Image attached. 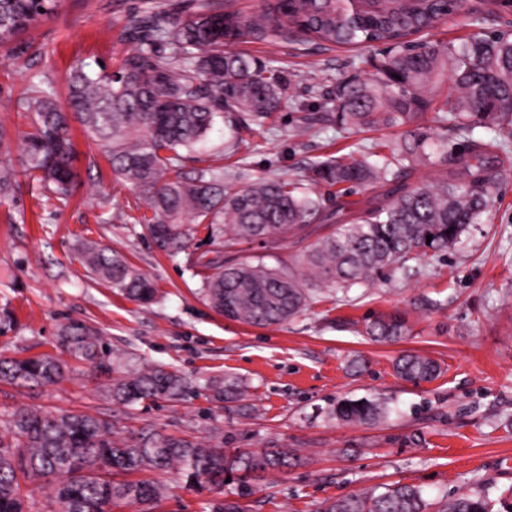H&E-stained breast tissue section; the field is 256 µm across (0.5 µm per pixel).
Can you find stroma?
<instances>
[{"label": "stroma", "mask_w": 512, "mask_h": 512, "mask_svg": "<svg viewBox=\"0 0 512 512\" xmlns=\"http://www.w3.org/2000/svg\"><path fill=\"white\" fill-rule=\"evenodd\" d=\"M142 0H58L36 27L0 47V126L9 135L27 129L30 117L17 101L44 80L59 98L77 68L116 69L131 46L121 28ZM512 30V14L487 4L485 20L472 25L467 11L449 16L430 40L467 38ZM235 51L260 58L288 77V95L273 123L251 127L256 148L234 152L230 127L217 125L203 144L220 156L232 188L260 177L299 178L327 155L363 150L375 139L400 137L397 128L357 131L337 124L329 98L337 82L373 77L368 50L331 48L315 41L270 43L247 39ZM310 132H302L305 119ZM78 178L68 206H57L38 182L21 179L0 199V306L15 315L0 334V358L55 350L61 324L97 329L104 345L142 364L179 369L198 394L178 403H145L127 409L102 398L99 377L75 364L71 380L20 389L0 384V417L20 403L50 410L104 413L117 429L157 428L206 437L213 428L235 447L282 446L304 465L270 473L247 499L251 512H316L319 504L371 486L396 482L422 489L426 499L490 488L499 512L512 506V147L480 223L469 225L446 253L408 273L393 266L381 278L349 291L315 290L309 307L280 326L256 327L225 319L199 295L192 256L221 250L224 237L193 227L188 252L168 257L150 239L141 218L146 205L116 180L99 143L73 127ZM335 221L313 222L288 239L263 248L268 265H286L329 234L349 212L385 205L381 187L347 195ZM124 255L157 289L139 304L94 280L78 259L82 240ZM397 311L410 332L394 344L356 331L365 317ZM411 351L435 359L436 380L418 386L398 378L393 361ZM224 373L247 383V410L219 408L206 397V379ZM376 398L387 412L373 425L331 419L333 401ZM168 497L160 512H210L215 495L184 487L179 475L159 474Z\"/></svg>", "instance_id": "1"}]
</instances>
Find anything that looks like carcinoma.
<instances>
[{"label":"carcinoma","instance_id":"carcinoma-1","mask_svg":"<svg viewBox=\"0 0 512 512\" xmlns=\"http://www.w3.org/2000/svg\"><path fill=\"white\" fill-rule=\"evenodd\" d=\"M55 0H0V44L48 16ZM465 0H270L250 16L224 8V0H200L187 14L174 15L156 0L120 32L133 43L114 71L75 70L66 104L55 87L19 99L33 114L31 129L19 133L23 172L67 203L75 177L71 121L77 120L108 155L113 175L143 196L151 211L146 229L156 247L174 257L191 238L186 222L205 224L210 235L226 227L231 244L285 240L324 211L314 187L393 186L390 201L336 225L301 259L320 288L349 290L375 279L395 264L435 257L470 224L480 223L493 202L495 170L491 146L469 142L451 155L444 137L414 123L434 113L446 132L470 134L478 124L512 128V39L504 34L453 41L415 42L411 37L446 22ZM294 32L331 46H359L385 52L374 62L376 77L336 84V122L357 130L401 128L399 141L378 143L360 156H333L315 163L306 180L260 178L240 189L223 184L222 168L201 151L217 121L239 132L262 127L288 92L283 71L267 62L228 51L249 35L286 39ZM166 47L169 53L160 48ZM385 149L382 165L370 161ZM197 155L205 166L192 176L183 159ZM445 174L413 188L398 186L400 173L416 165ZM20 186L17 173L0 157V196ZM432 239H426V236ZM81 259L89 273L127 299L154 300V282L123 255L95 243ZM201 278V294L224 318L251 326L284 324L310 301L307 278L291 267H270L263 257H226L216 251L191 261ZM362 332L376 342H395L408 333L399 314L363 321ZM61 355L0 359V383L19 388L51 386L70 377L68 359L107 379L104 396L132 408L145 402H178L194 392L180 371L165 365L141 366L105 348L98 331L79 322L61 326ZM396 375L419 385L440 373L438 363L407 352L394 361ZM217 403L241 405L242 382L231 374L206 380ZM384 413L376 400L342 399L331 415L342 422L373 424ZM231 438L213 428L204 439L142 429L121 437L102 414L52 411L20 404L0 421V512H31L39 493L47 512H158L166 486L152 478L174 470L185 485L217 490L226 479L259 472H284L297 458L286 448H228ZM489 491L463 492L430 502L410 484H392L328 499L317 512H493Z\"/></svg>","mask_w":512,"mask_h":512}]
</instances>
